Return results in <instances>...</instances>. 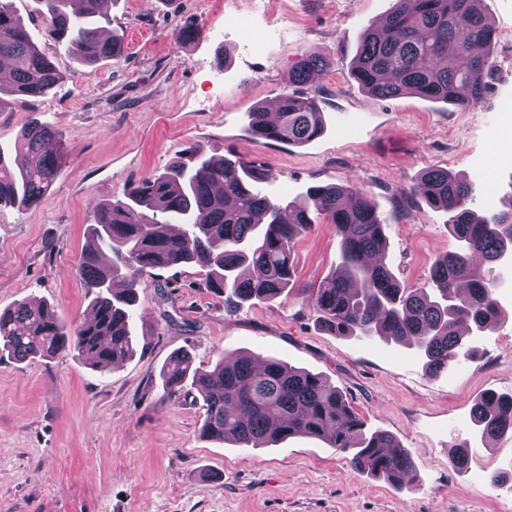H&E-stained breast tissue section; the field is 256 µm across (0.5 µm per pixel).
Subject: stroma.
Instances as JSON below:
<instances>
[{
  "label": "stroma",
  "mask_w": 512,
  "mask_h": 512,
  "mask_svg": "<svg viewBox=\"0 0 512 512\" xmlns=\"http://www.w3.org/2000/svg\"><path fill=\"white\" fill-rule=\"evenodd\" d=\"M26 20L35 0H13ZM393 0H110L118 56L86 67L57 52L62 80L43 98L0 107V150L36 117L51 126L66 160L42 201L0 207V308L50 304L69 326L94 296L79 275L91 208L124 199L199 144L207 156L266 169L269 189L293 198L316 184L355 185L386 223L387 261L408 288L427 285L432 263L455 250L447 216L415 188L441 167L480 186L476 212L512 196V0H482L494 26V71L483 102L461 110L416 95L382 99L352 77L363 30ZM195 23L190 44L176 31ZM326 65L311 82L326 132L303 146L256 139L247 114L275 106L304 54ZM334 227L318 221L294 250L295 286L237 310L209 290L197 265L155 271L134 308L136 352L100 371L76 351L19 361L0 352V512H512V437L472 444L471 405L487 391L512 393V278L500 290L499 329L473 358L436 376L419 354L379 339L319 327L304 290L339 261ZM198 365L218 355L275 357L319 373L348 399L366 431L385 430L407 448L419 481L399 490L355 473L348 454L292 437L243 450L200 434L204 402L166 399L160 372L172 353ZM470 445L467 468L452 458ZM501 475L492 485L491 475Z\"/></svg>",
  "instance_id": "1"
}]
</instances>
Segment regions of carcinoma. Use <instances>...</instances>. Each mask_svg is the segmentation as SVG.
<instances>
[{
    "mask_svg": "<svg viewBox=\"0 0 512 512\" xmlns=\"http://www.w3.org/2000/svg\"><path fill=\"white\" fill-rule=\"evenodd\" d=\"M38 16L57 48L85 65L112 59L117 35L105 39L98 19L110 22L106 0H38ZM481 0H395L384 21L366 29L353 68L370 94L396 98L414 94L459 109L479 104L494 65V27ZM0 62L11 81L4 96L23 103L42 98L63 78L51 57L32 40L12 0H0ZM323 56L305 55L292 70V84L305 85L324 67ZM257 139L303 145L325 129L314 94L288 91L279 97L277 119L265 107L247 113ZM26 162L14 168L0 151V207L40 203L61 169L65 153L55 132L36 118L23 123L14 144ZM194 161L177 162L143 179L126 199L94 207L80 275L94 293L93 319L65 327L44 304L20 302L0 310V350L26 361L72 349L91 365L113 367L134 356L131 320L139 288L157 269L195 264L207 270V285L231 309L252 300H273L294 285L296 240L317 220L340 238L335 270L307 300L319 325L337 336L379 337L421 352L436 375L471 359L477 343L495 332L502 307L494 267L512 265V199L506 209L478 216L470 204L478 189L440 167L423 172L419 193L448 214L455 250L438 257L429 287L412 291L386 262L385 223L369 196L335 184L313 185L286 202L265 189L268 174L241 160L215 161L203 148ZM166 216L160 222L156 216ZM186 229L173 235L167 224ZM165 395L202 397L201 434L241 448L273 445L284 437L322 438L350 454L359 474L412 488L417 467L410 452L389 432L365 431L343 394L324 377L277 359L240 354L219 356L208 368L193 366L186 351L161 370ZM475 435L482 444L512 435V394L488 391L472 405Z\"/></svg>",
    "mask_w": 512,
    "mask_h": 512,
    "instance_id": "carcinoma-1",
    "label": "carcinoma"
}]
</instances>
